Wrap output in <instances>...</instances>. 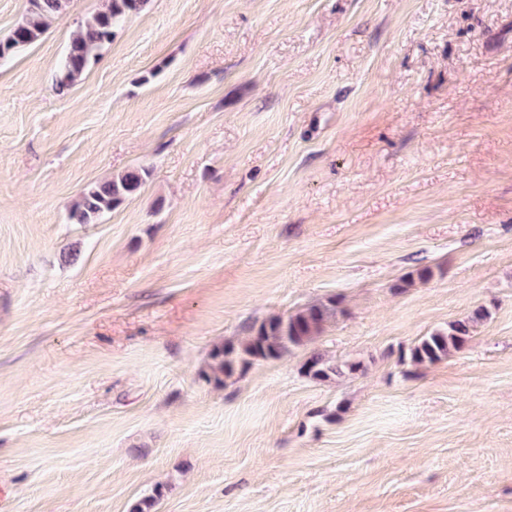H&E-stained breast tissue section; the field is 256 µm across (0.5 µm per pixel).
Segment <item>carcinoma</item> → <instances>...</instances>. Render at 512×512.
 Segmentation results:
<instances>
[{
  "instance_id": "cac0c4a2",
  "label": "carcinoma",
  "mask_w": 512,
  "mask_h": 512,
  "mask_svg": "<svg viewBox=\"0 0 512 512\" xmlns=\"http://www.w3.org/2000/svg\"><path fill=\"white\" fill-rule=\"evenodd\" d=\"M148 0H106L102 10L79 25L58 63L57 85L65 91L73 86L95 59L98 51L112 40L114 29L128 16L144 10ZM69 0H28V9L11 35L0 41V58L10 57L18 48L34 44L46 32L48 21L66 10ZM148 170L132 167L110 179L84 187L69 210L74 224H91L104 213L138 195L146 182ZM336 315L332 300L307 306L286 317L274 316L248 327V336L236 344L228 341L214 347L206 378L216 385L234 376L255 361L279 359L295 348L305 347L318 338L326 323ZM488 312L479 308L471 315L422 337L409 349L413 364H433L462 349L476 323ZM364 371L361 362L333 361L312 351L301 365V372L312 380L326 382Z\"/></svg>"
}]
</instances>
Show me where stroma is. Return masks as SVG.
I'll return each instance as SVG.
<instances>
[{"label":"stroma","instance_id":"35a3bbf8","mask_svg":"<svg viewBox=\"0 0 512 512\" xmlns=\"http://www.w3.org/2000/svg\"><path fill=\"white\" fill-rule=\"evenodd\" d=\"M104 4L0 63V512H512V0H149L60 91ZM331 298L312 347L206 380ZM148 174L145 167H132L115 177L87 185L70 207L69 220L73 224H92L104 213L138 195ZM336 315V303L329 300L307 306L288 316H274L248 327V336L236 344L228 341L214 347L208 381L224 385L238 371L243 373L254 361L279 359L295 348L318 338L326 323ZM488 312L479 308L471 315L448 324L446 330H436L423 336L409 349L408 357L413 364H433L448 357L452 352L462 349L476 323L485 319ZM363 371L364 367L359 361H333L318 351H311L301 365V372L305 376L319 382L357 375Z\"/></svg>","mask_w":512,"mask_h":512}]
</instances>
